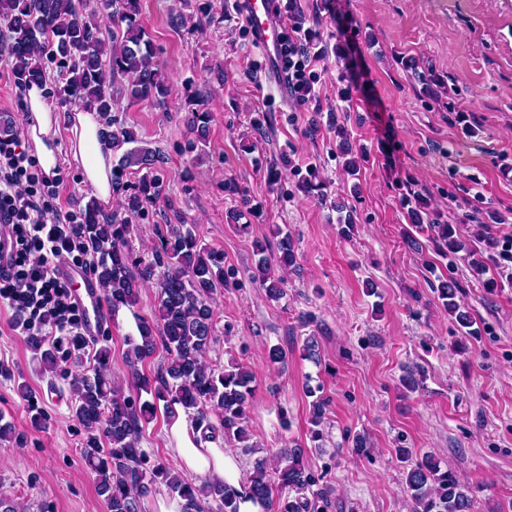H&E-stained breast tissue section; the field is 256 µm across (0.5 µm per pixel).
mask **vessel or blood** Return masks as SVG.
Segmentation results:
<instances>
[{
	"label": "vessel or blood",
	"mask_w": 512,
	"mask_h": 512,
	"mask_svg": "<svg viewBox=\"0 0 512 512\" xmlns=\"http://www.w3.org/2000/svg\"><path fill=\"white\" fill-rule=\"evenodd\" d=\"M242 11L246 25L270 63L269 76L275 81H283L284 76L278 67L282 42L277 0H242ZM54 271L71 286L72 297L84 315L83 333L87 342H96L108 316L101 289L83 269L69 261H59Z\"/></svg>",
	"instance_id": "obj_1"
}]
</instances>
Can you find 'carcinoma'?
<instances>
[{
  "label": "carcinoma",
  "instance_id": "obj_1",
  "mask_svg": "<svg viewBox=\"0 0 512 512\" xmlns=\"http://www.w3.org/2000/svg\"><path fill=\"white\" fill-rule=\"evenodd\" d=\"M140 0H0V20L7 26L6 51L20 85L34 84L46 78L47 70L56 72L55 91L63 100L109 118L114 105L112 81L121 76L126 91L136 102L162 103L168 95L162 65L157 59L146 29L139 18ZM188 123L196 129L198 140L209 134V114L201 108L188 112ZM160 155L134 150L112 168V194L121 212L105 214L96 202L84 209L80 232L96 253L106 258L95 268V277L112 310L137 302L139 287L152 284L157 297L155 314L161 336H154L151 324L141 321L139 339L129 338L125 353L132 386L136 391L153 394V400L141 396H121L108 371L110 352L99 350L91 373H83L72 389L73 412L88 431L82 448L85 465L96 475L97 492L107 512H141V500L156 480L186 501L185 512H239V493L227 486L197 487L177 473L159 465H149L139 448L141 422L148 421L163 406L166 414L181 406L204 429L220 432L224 440H234L246 455H253L252 470L243 484L244 494L258 503L264 512H328L329 492L319 487L320 477L304 462V449L281 448L266 456H257L259 446L250 442L246 425L248 396L253 373L242 365L220 370L208 358L215 340V311L211 294L235 283L236 272L224 266V258L201 244L191 224H173L152 248V258L143 260L123 249L130 234L132 219L140 216L159 198V178L155 173ZM145 170L137 181L128 176V165ZM444 253L461 252L471 257L472 269L484 271L482 259L471 255L465 241L456 236L450 224L431 225ZM280 236L277 265L285 272L296 261L288 234ZM268 245L253 242L258 256L251 280L271 298L283 295L284 276L275 275L267 260ZM438 297L461 328L472 325L470 313L456 301L453 282L438 288ZM161 340L167 352V364L152 381L140 375L138 364L149 357ZM29 346L35 360L45 371H60L62 358L56 347L31 337ZM311 438L323 437L327 402L309 390ZM216 413L218 423L210 420ZM100 430L109 447L98 444L94 431ZM396 457L409 464L405 485L412 512H470L475 488L460 481L456 474L441 469L430 457L412 461L408 448L395 449Z\"/></svg>",
  "mask_w": 512,
  "mask_h": 512
}]
</instances>
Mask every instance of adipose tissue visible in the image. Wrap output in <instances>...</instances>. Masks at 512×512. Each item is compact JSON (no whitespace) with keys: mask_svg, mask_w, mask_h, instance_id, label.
Masks as SVG:
<instances>
[{"mask_svg":"<svg viewBox=\"0 0 512 512\" xmlns=\"http://www.w3.org/2000/svg\"><path fill=\"white\" fill-rule=\"evenodd\" d=\"M27 106L38 122L42 135L34 139L35 158L44 172L58 169V149L53 131L59 116L47 103L42 90L32 87L27 93ZM70 131L72 153L79 160L82 178L91 184L104 203L112 201V143L104 136L94 114L74 110ZM168 435L172 450L183 473L196 477L199 483L219 484L241 489L243 474L238 455L222 447L215 439L204 437L202 430L183 409L169 417Z\"/></svg>","mask_w":512,"mask_h":512,"instance_id":"ef3b65f1","label":"adipose tissue"}]
</instances>
